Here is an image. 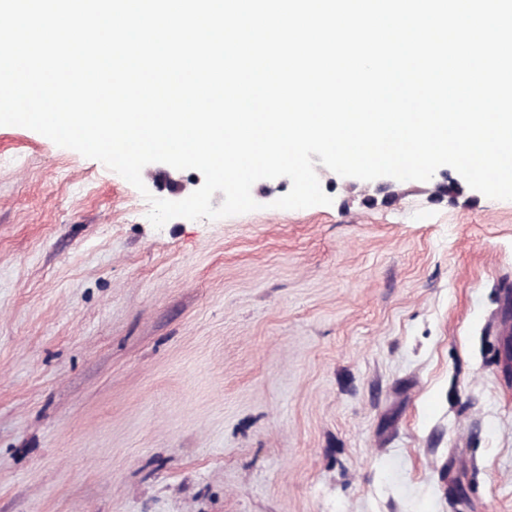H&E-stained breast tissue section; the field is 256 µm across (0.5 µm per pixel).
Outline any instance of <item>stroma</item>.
Returning a JSON list of instances; mask_svg holds the SVG:
<instances>
[{"mask_svg":"<svg viewBox=\"0 0 512 512\" xmlns=\"http://www.w3.org/2000/svg\"><path fill=\"white\" fill-rule=\"evenodd\" d=\"M316 172L157 228L0 126V512H512V200Z\"/></svg>","mask_w":512,"mask_h":512,"instance_id":"obj_1","label":"stroma"}]
</instances>
